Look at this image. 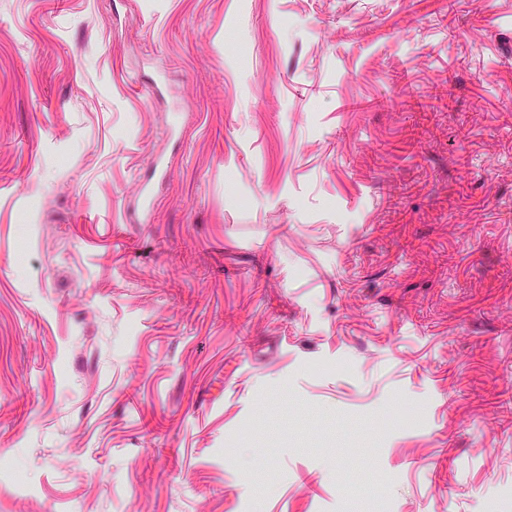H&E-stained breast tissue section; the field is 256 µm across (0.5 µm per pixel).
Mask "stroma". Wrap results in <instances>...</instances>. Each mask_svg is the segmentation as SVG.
Wrapping results in <instances>:
<instances>
[{"mask_svg":"<svg viewBox=\"0 0 512 512\" xmlns=\"http://www.w3.org/2000/svg\"><path fill=\"white\" fill-rule=\"evenodd\" d=\"M0 512H512V0H0Z\"/></svg>","mask_w":512,"mask_h":512,"instance_id":"1","label":"stroma"}]
</instances>
